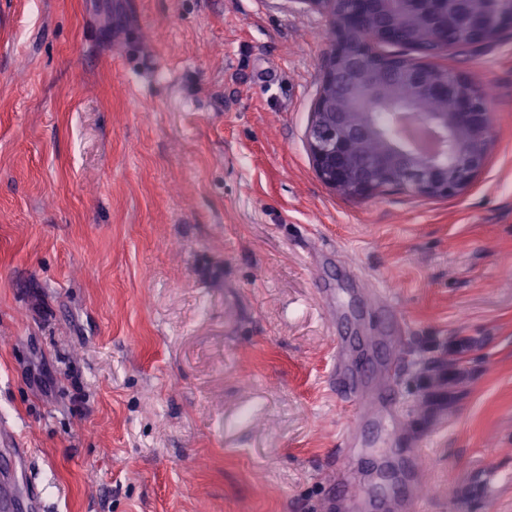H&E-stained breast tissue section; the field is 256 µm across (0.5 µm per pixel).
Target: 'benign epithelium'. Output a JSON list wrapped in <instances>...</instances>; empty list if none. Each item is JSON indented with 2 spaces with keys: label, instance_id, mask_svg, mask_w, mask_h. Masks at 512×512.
Returning a JSON list of instances; mask_svg holds the SVG:
<instances>
[{
  "label": "benign epithelium",
  "instance_id": "obj_1",
  "mask_svg": "<svg viewBox=\"0 0 512 512\" xmlns=\"http://www.w3.org/2000/svg\"><path fill=\"white\" fill-rule=\"evenodd\" d=\"M328 16L332 41L306 130L314 171L326 186L365 199L390 187H406L430 198L461 194L484 167L491 143V117L477 85L461 73L417 63L384 48L404 43L392 17L403 13L418 21L438 20L441 30L431 47H413L425 56L457 50L450 31L468 37L466 52L493 42L512 28V4L488 0L479 17L464 16L463 0H297ZM382 66L394 80L409 84L443 103L438 112L420 113L411 102L381 94L372 71ZM357 99L362 112L339 108L341 99ZM392 110L380 126L375 112ZM374 139L371 157L355 154L358 142Z\"/></svg>",
  "mask_w": 512,
  "mask_h": 512
}]
</instances>
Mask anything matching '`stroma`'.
I'll return each mask as SVG.
<instances>
[{
    "label": "stroma",
    "mask_w": 512,
    "mask_h": 512,
    "mask_svg": "<svg viewBox=\"0 0 512 512\" xmlns=\"http://www.w3.org/2000/svg\"><path fill=\"white\" fill-rule=\"evenodd\" d=\"M331 25L298 0H0V490L41 512H321L329 470L512 512V29L441 64L490 88L459 196H343L306 143ZM400 423L328 376L389 335ZM475 336L468 379L433 361ZM423 440L413 454L409 437ZM507 474L495 499L470 491ZM336 368L332 371L329 383L336 391V398L348 414L356 419L359 415L362 398L359 371L351 362V340L349 336H334Z\"/></svg>",
    "instance_id": "35a3bbf8"
}]
</instances>
